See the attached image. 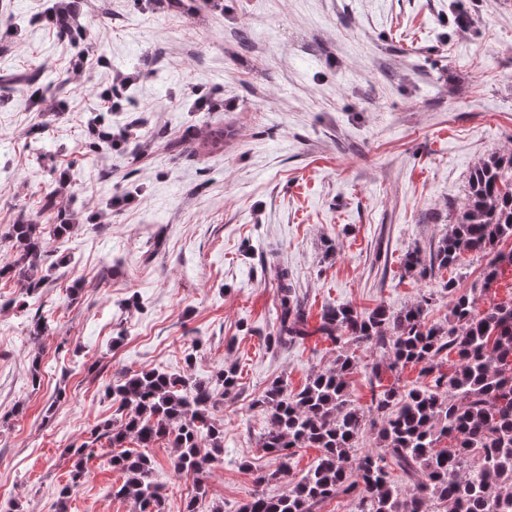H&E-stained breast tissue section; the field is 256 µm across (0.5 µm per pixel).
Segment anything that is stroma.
I'll use <instances>...</instances> for the list:
<instances>
[{
	"mask_svg": "<svg viewBox=\"0 0 512 512\" xmlns=\"http://www.w3.org/2000/svg\"><path fill=\"white\" fill-rule=\"evenodd\" d=\"M0 0V267L12 224L47 230L30 273L0 279V505L51 512L69 449L89 445L68 512H133L123 477L91 440L120 420L105 388L156 368L207 377L224 361L239 392L218 401L223 460L200 512H237L255 472L277 471L255 400L276 381L303 387L338 351L314 336L267 348L287 267L310 325L327 306L398 311L429 297L448 315V278L471 287L484 259L405 273L403 260L448 232L475 165L512 152V0ZM82 26L64 36L61 20ZM94 46L91 73L71 59ZM43 71V95L2 75ZM131 78L120 112L100 98ZM133 143L90 149L91 122ZM225 131L224 146L210 132ZM193 134L188 150L166 143ZM58 209L38 210L44 192ZM71 229L55 238L57 213ZM48 318L42 338L35 314ZM164 512L192 477L172 448L149 450ZM251 471H244L243 461Z\"/></svg>",
	"mask_w": 512,
	"mask_h": 512,
	"instance_id": "1",
	"label": "stroma"
}]
</instances>
